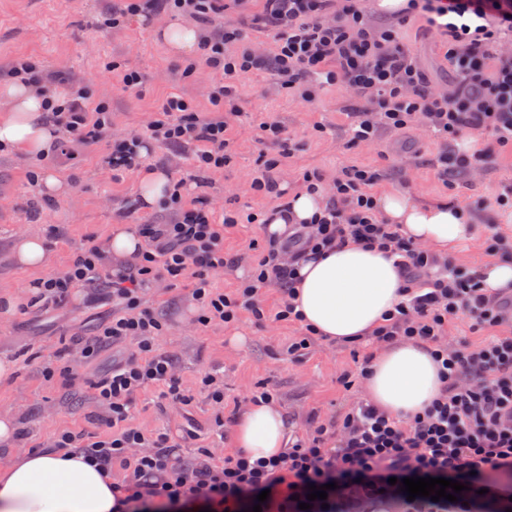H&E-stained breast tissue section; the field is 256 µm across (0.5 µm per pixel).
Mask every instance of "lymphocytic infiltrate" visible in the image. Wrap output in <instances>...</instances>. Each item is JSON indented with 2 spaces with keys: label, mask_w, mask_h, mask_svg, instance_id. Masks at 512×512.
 <instances>
[{
  "label": "lymphocytic infiltrate",
  "mask_w": 512,
  "mask_h": 512,
  "mask_svg": "<svg viewBox=\"0 0 512 512\" xmlns=\"http://www.w3.org/2000/svg\"><path fill=\"white\" fill-rule=\"evenodd\" d=\"M261 2L253 25L272 36L274 51L262 54L243 45V31L233 24L205 36L200 50L213 74V111L173 94L158 105L159 117L150 126L154 138L193 146L197 182L232 160L228 131L240 112L238 77L267 68L303 99L310 98L312 84L339 83L364 100L366 109L352 116L351 144L371 143L382 128L425 126L445 145L436 169L440 181L512 151V53L501 50L512 43V0H408L403 21L426 20L454 76L443 92L395 27L371 24L359 0ZM226 9V0H116L111 23L147 10L177 11L206 25ZM52 114L70 145L87 149L108 141L106 165L115 170L135 165L142 136L130 132L112 140L108 105L88 106L82 86L71 85ZM467 135L480 137L484 148L458 149V139ZM255 137L278 145L279 152L261 161L251 187L279 194L277 173L291 152L284 129L265 121ZM380 179L379 169L354 165L330 182L318 169L305 170L303 187L326 192L318 222L289 225L285 236L268 239L253 258L252 281L229 294L213 280L238 262L224 252V235L238 220L217 216L202 201L176 207L168 222L140 225L145 248L121 268L107 270L100 248L89 245L62 271L38 279L35 300L57 304L77 288H112L111 319L93 339H75L67 351L70 360L88 364L103 346L128 348L122 360L88 384L102 410L96 431H57L49 447L75 449L106 472L122 469L124 480L113 488L117 512H252L256 505L262 512H300L306 501L310 512H351L364 498L401 497L402 478L427 476L464 486L457 501L441 500L443 512H488L490 506L512 503V292L482 288L452 258L431 253L407 239L398 225L384 223L373 201ZM349 240L379 244L399 257L403 299L373 330L371 341L432 346L444 386L423 412L394 417L360 402L339 420L294 435L280 455L253 459L238 451L221 461L204 445L191 459L180 460L167 433L135 423L137 394L155 385L162 401L182 408L205 394L212 429L224 433L223 375L207 372L193 382L180 376L172 357L159 348L168 327L146 306V292L191 280L204 327L244 313L259 322L298 325L302 315L292 304L297 262ZM268 287L279 294L272 310L260 300L261 289ZM461 315L473 330L486 332L483 342L444 343L449 323ZM313 485L327 486L326 500H308ZM264 490L269 497L258 502Z\"/></svg>",
  "instance_id": "1"
}]
</instances>
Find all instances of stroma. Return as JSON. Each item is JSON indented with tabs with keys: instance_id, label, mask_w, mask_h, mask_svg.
<instances>
[{
	"instance_id": "stroma-1",
	"label": "stroma",
	"mask_w": 512,
	"mask_h": 512,
	"mask_svg": "<svg viewBox=\"0 0 512 512\" xmlns=\"http://www.w3.org/2000/svg\"><path fill=\"white\" fill-rule=\"evenodd\" d=\"M111 5V0H0V71L24 55L39 62L49 75L83 81L89 105L109 104L112 133L117 137L129 131L147 133L157 117V104L172 93L192 97L201 110H210L208 88L213 77L209 70L200 63L191 76H184L183 59L170 55L154 37L164 15L143 13L115 28L107 23ZM400 38L434 83L443 87L452 83L443 53L427 35L423 21L401 27ZM108 62L115 69L102 74ZM127 70L141 73L138 92L124 90L122 75ZM237 90L241 114L231 128L233 162L211 174L203 187L186 179L193 168L192 148L155 139L149 141V151L136 168L119 176L104 164L107 148L103 145L57 162L56 169L69 182L70 191L65 198L52 201L30 179L34 163L0 155V293L27 296L30 284L65 268L80 248L102 243L113 225L159 220L164 208L129 209L138 192L139 171L149 166L184 178L185 201L202 198L231 210L262 214L274 210L281 197H264L251 190L259 153L273 150L272 145H260L254 136L255 125L265 120L278 121L296 143L282 168V197L299 190L301 172L313 167L329 179L348 165L374 167L383 173L378 192L398 191L424 204H457L476 196L490 199L501 182L512 179V154L508 153L476 176H457L452 185H443L434 173L438 139L422 127L383 132L373 144L349 146V115L363 103L339 84L314 88L311 98L304 100L289 94L276 72L268 69L242 74ZM319 124L324 127L320 133L315 130ZM474 223L472 238L452 252L458 264L472 272L494 262L486 251L487 225L501 224L512 238V223H502L498 211L482 212ZM24 236L44 238L46 266L26 268L16 261L12 244ZM150 303L170 326L160 347L176 361L185 379L208 371L223 372L226 396L241 407L250 390L267 384L294 431L338 418L367 398L363 383L348 389L344 380L356 371L355 355L372 354L375 345L322 338L302 356L293 357L287 347L301 336L299 326L260 325L244 314L231 327H199L195 304L184 286L158 289ZM111 313L112 301L106 292L77 288L62 304L32 302L13 315H0V359L13 364L10 376L0 378V415L14 422L19 435L11 452L0 453V466L11 456L38 448L55 431L90 430L100 409L85 382L120 359L119 349L104 347L93 363L74 366L76 385L72 388L61 378H46L44 369L64 364V350L71 338L95 336ZM158 396V388L152 387L136 397V421L143 428L177 436L191 423L217 455L233 452L232 436L210 434L211 411L204 396H197L183 409L160 406Z\"/></svg>"
}]
</instances>
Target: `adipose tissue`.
I'll return each instance as SVG.
<instances>
[{"instance_id": "obj_1", "label": "adipose tissue", "mask_w": 512, "mask_h": 512, "mask_svg": "<svg viewBox=\"0 0 512 512\" xmlns=\"http://www.w3.org/2000/svg\"><path fill=\"white\" fill-rule=\"evenodd\" d=\"M49 97L19 81H0V153L37 158L51 151L58 131L49 118ZM388 224L439 254L470 238L474 226L453 206H420L403 193L376 198ZM301 277L296 309L318 335L352 342L371 335L400 302L402 282L387 250L349 241L297 265ZM443 386L438 365L423 343H398L379 350L366 376L372 404L393 416L418 413ZM288 420L272 403L246 407L234 426L236 447L272 456L288 446ZM112 481L81 455L30 451L0 469V512H115Z\"/></svg>"}]
</instances>
